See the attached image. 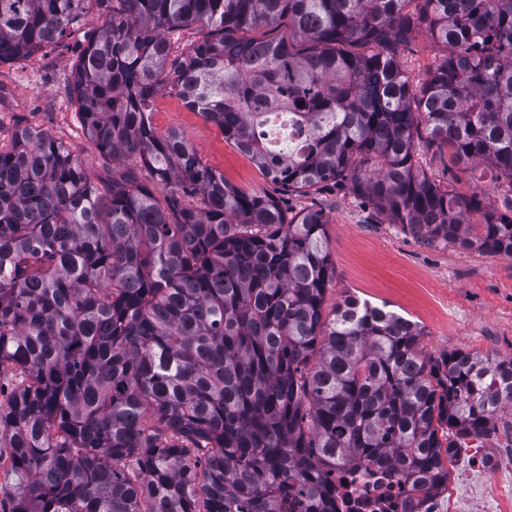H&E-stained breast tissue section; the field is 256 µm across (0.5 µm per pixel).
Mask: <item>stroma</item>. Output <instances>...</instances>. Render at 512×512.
<instances>
[{
	"mask_svg": "<svg viewBox=\"0 0 512 512\" xmlns=\"http://www.w3.org/2000/svg\"><path fill=\"white\" fill-rule=\"evenodd\" d=\"M85 44L81 30L30 58L0 64V142L9 143L19 127L45 130L75 148L104 190L112 182L113 163L85 137L69 94L74 65ZM445 54L418 28L401 48L399 60L415 85ZM152 122L159 132L182 134L226 182L277 197L294 212H323L335 269L327 284L324 313L354 294L410 315L422 328L420 348L432 359L451 352L512 358V259L415 237L401 225L388 223L366 198L343 184L328 183L307 194L284 193L226 141L216 125L186 108L170 90L156 96ZM414 160L417 170L435 183L453 184L466 196L478 195L486 207L502 213L512 207L511 189L493 181L490 173L457 162L448 147L419 143Z\"/></svg>",
	"mask_w": 512,
	"mask_h": 512,
	"instance_id": "1",
	"label": "stroma"
}]
</instances>
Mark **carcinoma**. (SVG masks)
I'll return each instance as SVG.
<instances>
[{
    "instance_id": "cac0c4a2",
    "label": "carcinoma",
    "mask_w": 512,
    "mask_h": 512,
    "mask_svg": "<svg viewBox=\"0 0 512 512\" xmlns=\"http://www.w3.org/2000/svg\"><path fill=\"white\" fill-rule=\"evenodd\" d=\"M194 24L210 35L172 54ZM87 25L84 134L147 180L103 197L33 127L0 147L8 512H336L332 471L383 461L438 493L512 408V359L433 361L416 323L356 298L324 320L323 213L227 184L151 107L175 90L286 193L347 182L391 224L512 258V213L414 167L423 138L512 188V0H0V63ZM420 25L449 54L413 86L397 53ZM275 116L297 141L271 144Z\"/></svg>"
}]
</instances>
